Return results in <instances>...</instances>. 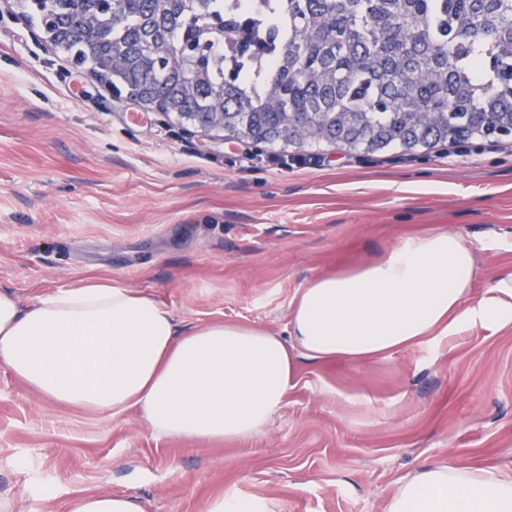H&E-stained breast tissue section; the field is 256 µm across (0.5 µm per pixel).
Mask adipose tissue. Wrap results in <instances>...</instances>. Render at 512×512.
Listing matches in <instances>:
<instances>
[{
  "instance_id": "obj_1",
  "label": "adipose tissue",
  "mask_w": 512,
  "mask_h": 512,
  "mask_svg": "<svg viewBox=\"0 0 512 512\" xmlns=\"http://www.w3.org/2000/svg\"><path fill=\"white\" fill-rule=\"evenodd\" d=\"M459 233L402 238L383 259L300 288L287 336L236 322L185 323L156 297L92 278L24 304L0 289V365L24 391L152 433L234 441L285 404L298 361L384 357L430 336L512 325V272L473 295ZM68 512H145L129 495L81 494ZM388 512H512V477L455 461L404 479Z\"/></svg>"
}]
</instances>
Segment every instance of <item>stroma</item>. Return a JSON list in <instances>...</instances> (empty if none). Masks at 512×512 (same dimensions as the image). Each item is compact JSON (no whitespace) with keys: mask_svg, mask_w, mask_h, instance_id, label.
Wrapping results in <instances>:
<instances>
[{"mask_svg":"<svg viewBox=\"0 0 512 512\" xmlns=\"http://www.w3.org/2000/svg\"><path fill=\"white\" fill-rule=\"evenodd\" d=\"M16 12L0 0V289L22 302L104 276L187 321L280 334L309 281L432 228L472 244L474 293L512 272L511 140L356 156L190 133ZM448 459L512 476V325L300 365L274 421L224 444L59 407L0 365V494L22 512H66L80 492L211 512L228 491L270 512H387L404 477Z\"/></svg>","mask_w":512,"mask_h":512,"instance_id":"obj_1","label":"stroma"}]
</instances>
